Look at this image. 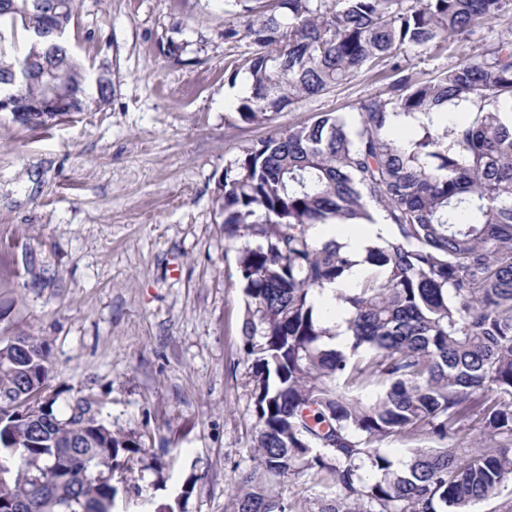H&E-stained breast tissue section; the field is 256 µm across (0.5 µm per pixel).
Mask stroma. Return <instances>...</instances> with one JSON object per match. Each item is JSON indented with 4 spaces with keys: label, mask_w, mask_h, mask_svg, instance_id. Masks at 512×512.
Instances as JSON below:
<instances>
[{
    "label": "stroma",
    "mask_w": 512,
    "mask_h": 512,
    "mask_svg": "<svg viewBox=\"0 0 512 512\" xmlns=\"http://www.w3.org/2000/svg\"><path fill=\"white\" fill-rule=\"evenodd\" d=\"M228 20L224 0H81L67 39L92 70L109 66V102L48 128L0 112V341L41 338L55 385L102 395L113 428L154 455L115 478L120 512H232L260 425L217 184L271 128L354 112L387 84L364 72L272 125L242 124L246 78L226 67L249 41L225 42ZM471 48L405 64L425 78Z\"/></svg>",
    "instance_id": "obj_1"
}]
</instances>
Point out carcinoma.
<instances>
[{
    "label": "carcinoma",
    "instance_id": "obj_1",
    "mask_svg": "<svg viewBox=\"0 0 512 512\" xmlns=\"http://www.w3.org/2000/svg\"><path fill=\"white\" fill-rule=\"evenodd\" d=\"M0 8V100L17 123L48 127L32 108L49 91L78 111L108 102L109 72L90 73L65 42L78 0H5ZM246 18L224 27L251 49L232 63L251 93L236 108L267 125L286 107L364 70L397 78L346 116L321 112L273 129L224 168L217 197L224 238L244 240L236 265L247 310L258 457L239 473L232 512H290L257 472L308 477L317 512H472L512 480V41L419 80L399 55L440 51L512 0H224ZM53 14L56 33L42 29ZM468 106L462 123L432 116ZM414 122L408 141L391 137ZM395 233L357 260L318 224L373 222ZM364 272L337 299L350 343L315 307L327 284ZM0 512H113L115 474L141 452L112 429L93 394L51 389L50 351L33 336L0 342ZM485 440L458 444L473 424ZM405 434L448 441L407 449L399 467L378 444Z\"/></svg>",
    "mask_w": 512,
    "mask_h": 512
}]
</instances>
